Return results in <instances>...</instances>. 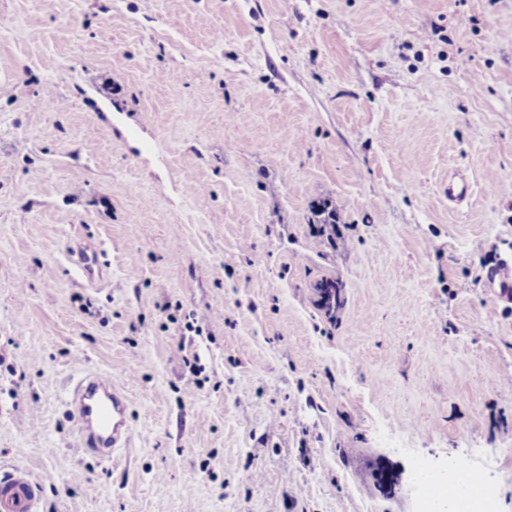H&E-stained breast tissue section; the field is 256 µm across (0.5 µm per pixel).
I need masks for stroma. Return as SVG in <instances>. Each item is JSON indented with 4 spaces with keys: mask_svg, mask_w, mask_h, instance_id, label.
Returning <instances> with one entry per match:
<instances>
[{
    "mask_svg": "<svg viewBox=\"0 0 512 512\" xmlns=\"http://www.w3.org/2000/svg\"><path fill=\"white\" fill-rule=\"evenodd\" d=\"M510 184L512 0H0V473L42 512H420L423 460L512 512ZM91 370L115 460L73 441ZM66 405L77 445L112 459L134 441L126 419L127 399L101 372L88 373L75 385Z\"/></svg>",
    "mask_w": 512,
    "mask_h": 512,
    "instance_id": "obj_1",
    "label": "stroma"
}]
</instances>
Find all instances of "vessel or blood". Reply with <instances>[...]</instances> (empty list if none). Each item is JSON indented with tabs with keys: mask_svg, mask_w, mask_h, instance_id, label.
<instances>
[{
	"mask_svg": "<svg viewBox=\"0 0 512 512\" xmlns=\"http://www.w3.org/2000/svg\"><path fill=\"white\" fill-rule=\"evenodd\" d=\"M78 446L109 459L134 441L126 419L127 399L101 372L86 374L66 401ZM40 489L17 468L0 477V512H39Z\"/></svg>",
	"mask_w": 512,
	"mask_h": 512,
	"instance_id": "b4317fda",
	"label": "vessel or blood"
}]
</instances>
